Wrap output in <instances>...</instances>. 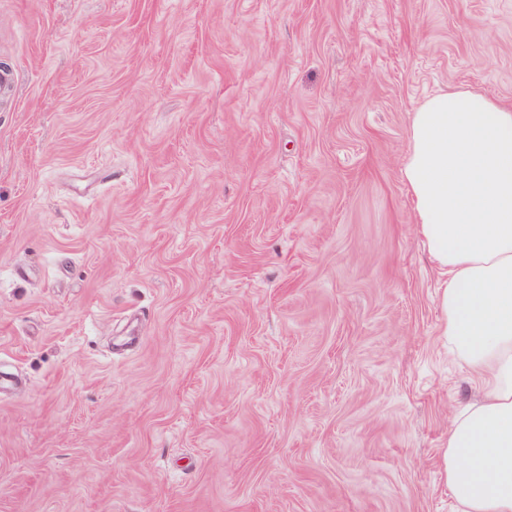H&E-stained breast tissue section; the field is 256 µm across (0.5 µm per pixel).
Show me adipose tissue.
I'll use <instances>...</instances> for the list:
<instances>
[{
	"instance_id": "ef3b65f1",
	"label": "adipose tissue",
	"mask_w": 512,
	"mask_h": 512,
	"mask_svg": "<svg viewBox=\"0 0 512 512\" xmlns=\"http://www.w3.org/2000/svg\"><path fill=\"white\" fill-rule=\"evenodd\" d=\"M402 176L440 276L442 334L481 398L448 428L458 512H512V103L441 91L412 112Z\"/></svg>"
}]
</instances>
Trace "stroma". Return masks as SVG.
I'll list each match as a JSON object with an SVG mask.
<instances>
[{
    "instance_id": "stroma-1",
    "label": "stroma",
    "mask_w": 512,
    "mask_h": 512,
    "mask_svg": "<svg viewBox=\"0 0 512 512\" xmlns=\"http://www.w3.org/2000/svg\"><path fill=\"white\" fill-rule=\"evenodd\" d=\"M2 63L0 512H456L406 128L512 102V0H0Z\"/></svg>"
}]
</instances>
